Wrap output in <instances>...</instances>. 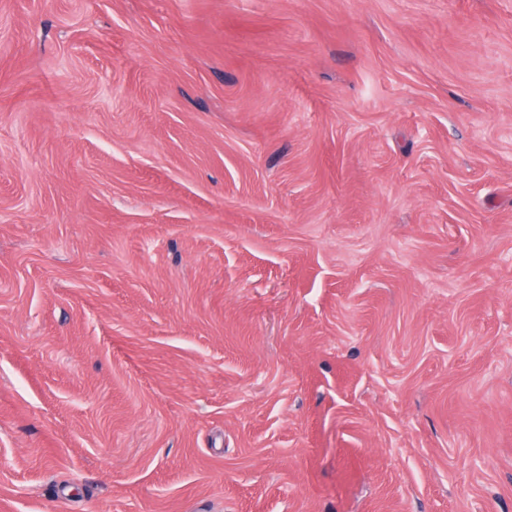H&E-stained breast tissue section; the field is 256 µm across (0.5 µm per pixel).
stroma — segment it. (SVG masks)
I'll use <instances>...</instances> for the list:
<instances>
[{
  "instance_id": "35a3bbf8",
  "label": "stroma",
  "mask_w": 512,
  "mask_h": 512,
  "mask_svg": "<svg viewBox=\"0 0 512 512\" xmlns=\"http://www.w3.org/2000/svg\"><path fill=\"white\" fill-rule=\"evenodd\" d=\"M0 512H512V0H0Z\"/></svg>"
}]
</instances>
